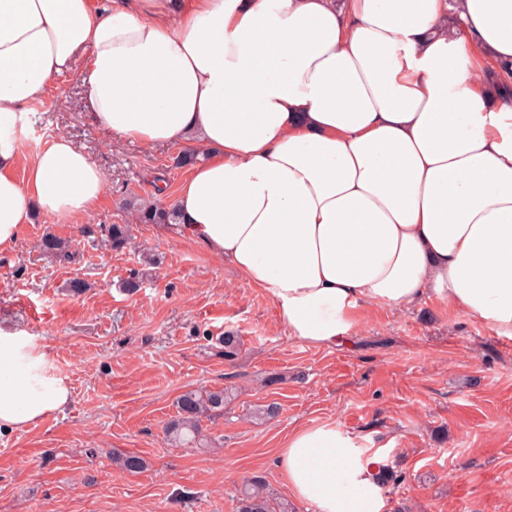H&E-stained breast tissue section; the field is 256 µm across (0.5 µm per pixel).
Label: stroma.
I'll return each instance as SVG.
<instances>
[{"label": "stroma", "instance_id": "35a3bbf8", "mask_svg": "<svg viewBox=\"0 0 512 512\" xmlns=\"http://www.w3.org/2000/svg\"><path fill=\"white\" fill-rule=\"evenodd\" d=\"M84 66L77 59L31 106L19 150L29 158L66 134L103 170L105 193L89 217L37 216L0 251V328L34 336L73 399L0 437V512H236L237 488L256 475L286 499L281 443L323 424L382 450L395 476L388 512H512V339L434 294L405 313L363 309L356 335L334 347L289 337L273 301L230 265L168 228L132 223L126 200L157 205V186L175 191L183 148L132 144L93 123ZM126 223L130 246L105 247L108 226ZM48 233L64 256L39 250ZM148 252L156 264H144ZM75 278L88 284L78 295L67 289ZM133 278L140 286L127 290ZM227 332L242 342L231 364ZM227 385L237 398L201 423L211 448L170 445L178 396ZM269 403L278 416L254 419ZM117 453L146 466L127 472Z\"/></svg>", "mask_w": 512, "mask_h": 512}]
</instances>
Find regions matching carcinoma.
<instances>
[{"instance_id":"carcinoma-1","label":"carcinoma","mask_w":512,"mask_h":512,"mask_svg":"<svg viewBox=\"0 0 512 512\" xmlns=\"http://www.w3.org/2000/svg\"><path fill=\"white\" fill-rule=\"evenodd\" d=\"M490 81L501 95L512 94V61L502 62L499 70L492 72ZM126 208L136 220L143 224H173L175 213L160 206H143L132 198ZM131 239V225L112 224L108 228L107 242L115 251L124 249ZM224 347V360L232 363L240 353V339L227 333L221 339ZM237 389L230 385L218 390L193 389L182 393L176 400L177 415L165 429L169 440L179 446L210 448L212 443L203 438V419L224 412L236 398ZM119 466L136 473L144 468V460L136 455L124 454L115 457ZM237 512H293L288 500L279 497L270 485L260 476L246 480L238 491Z\"/></svg>"}]
</instances>
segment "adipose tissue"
<instances>
[{"instance_id": "adipose-tissue-1", "label": "adipose tissue", "mask_w": 512, "mask_h": 512, "mask_svg": "<svg viewBox=\"0 0 512 512\" xmlns=\"http://www.w3.org/2000/svg\"><path fill=\"white\" fill-rule=\"evenodd\" d=\"M0 0V251L33 213L67 222L105 192L64 134L22 162L29 106L85 56L84 108L142 145L204 158L168 202L327 347L364 307L429 293L512 339V98L482 76L512 59V0ZM66 375L0 329V436L63 413ZM280 466L314 512H386L377 455L333 425L288 434Z\"/></svg>"}]
</instances>
